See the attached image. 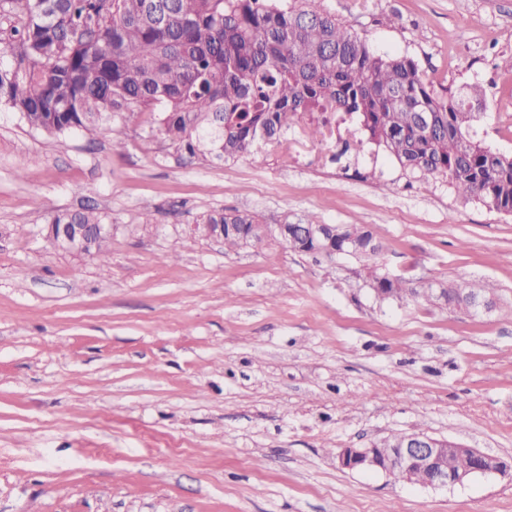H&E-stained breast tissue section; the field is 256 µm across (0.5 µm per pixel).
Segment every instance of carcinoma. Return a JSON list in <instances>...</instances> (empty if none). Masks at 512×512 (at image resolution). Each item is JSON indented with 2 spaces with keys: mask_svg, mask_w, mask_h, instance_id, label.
<instances>
[{
  "mask_svg": "<svg viewBox=\"0 0 512 512\" xmlns=\"http://www.w3.org/2000/svg\"><path fill=\"white\" fill-rule=\"evenodd\" d=\"M0 107L56 136L101 134L112 113H160L163 135L189 157L228 161L288 128L299 112H334L350 138L362 132L425 184L444 180L457 195L512 214V156L491 151L474 126L484 91L451 93L426 83L414 60L373 50L353 28L298 0H0ZM103 224L94 208L50 223ZM224 248L261 243V218L215 212ZM374 232L338 227L315 242L288 225V248L377 255ZM371 280L399 301L436 302L371 268ZM448 297L495 295V285L442 284Z\"/></svg>",
  "mask_w": 512,
  "mask_h": 512,
  "instance_id": "1",
  "label": "carcinoma"
}]
</instances>
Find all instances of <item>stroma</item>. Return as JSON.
Masks as SVG:
<instances>
[{
  "mask_svg": "<svg viewBox=\"0 0 512 512\" xmlns=\"http://www.w3.org/2000/svg\"><path fill=\"white\" fill-rule=\"evenodd\" d=\"M308 5L433 85H481L478 136L512 155V0ZM88 205L103 260L46 238ZM234 210L369 227L381 274L490 280L497 307L382 300L363 261L195 233ZM412 432L512 459V215L370 142L317 172L259 145L188 158L146 109L99 137L0 110V512H512L507 475L434 489L338 464Z\"/></svg>",
  "mask_w": 512,
  "mask_h": 512,
  "instance_id": "obj_1",
  "label": "stroma"
}]
</instances>
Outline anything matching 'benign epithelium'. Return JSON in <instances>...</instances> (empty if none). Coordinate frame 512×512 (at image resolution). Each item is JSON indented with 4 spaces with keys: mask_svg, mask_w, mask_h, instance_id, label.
Returning a JSON list of instances; mask_svg holds the SVG:
<instances>
[{
    "mask_svg": "<svg viewBox=\"0 0 512 512\" xmlns=\"http://www.w3.org/2000/svg\"><path fill=\"white\" fill-rule=\"evenodd\" d=\"M112 235L110 224H50L48 239L51 245L71 254H91ZM390 451L384 453L373 444L367 448H343L337 455L339 465L348 470L397 473L405 481H416L423 473V485L448 488L461 484L476 474L505 475L512 463L458 442L438 439L424 434H402L390 440ZM462 458L461 467L450 472L443 466L448 451Z\"/></svg>",
    "mask_w": 512,
    "mask_h": 512,
    "instance_id": "1",
    "label": "benign epithelium"
}]
</instances>
